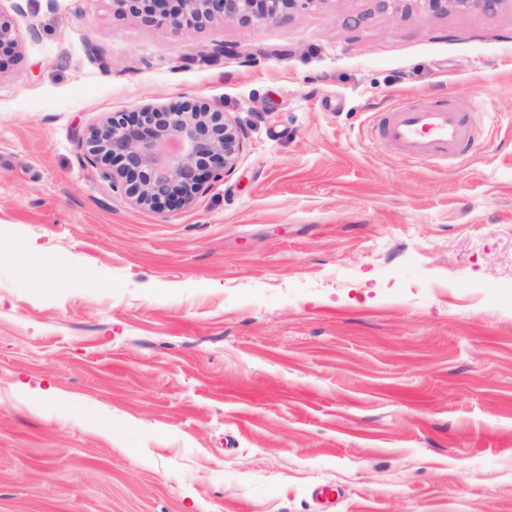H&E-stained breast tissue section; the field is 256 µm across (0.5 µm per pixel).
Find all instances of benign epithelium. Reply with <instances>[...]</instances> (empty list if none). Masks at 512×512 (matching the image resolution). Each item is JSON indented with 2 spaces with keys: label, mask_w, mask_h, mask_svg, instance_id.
Wrapping results in <instances>:
<instances>
[{
  "label": "benign epithelium",
  "mask_w": 512,
  "mask_h": 512,
  "mask_svg": "<svg viewBox=\"0 0 512 512\" xmlns=\"http://www.w3.org/2000/svg\"><path fill=\"white\" fill-rule=\"evenodd\" d=\"M156 26L190 30L206 22L261 27L291 18L316 0H113ZM434 11L492 14L506 0H426ZM18 46L10 20L0 14V55ZM85 157L132 204L149 209L184 207L229 172L244 137L226 113L205 101L144 106L113 112L82 140Z\"/></svg>",
  "instance_id": "7a95c632"
}]
</instances>
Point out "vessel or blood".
I'll list each match as a JSON object with an SVG mask.
<instances>
[{
    "label": "vessel or blood",
    "instance_id": "1",
    "mask_svg": "<svg viewBox=\"0 0 512 512\" xmlns=\"http://www.w3.org/2000/svg\"><path fill=\"white\" fill-rule=\"evenodd\" d=\"M379 132L415 161L458 151L469 138L465 115L450 108L398 107L384 115Z\"/></svg>",
    "mask_w": 512,
    "mask_h": 512
}]
</instances>
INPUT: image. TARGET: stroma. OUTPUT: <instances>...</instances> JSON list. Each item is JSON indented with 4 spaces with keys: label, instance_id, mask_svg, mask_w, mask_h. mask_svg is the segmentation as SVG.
Returning <instances> with one entry per match:
<instances>
[{
    "label": "stroma",
    "instance_id": "1",
    "mask_svg": "<svg viewBox=\"0 0 512 512\" xmlns=\"http://www.w3.org/2000/svg\"><path fill=\"white\" fill-rule=\"evenodd\" d=\"M0 14V512H512V6ZM195 101L244 147L188 207L87 162L109 113ZM401 102L478 148L408 161ZM120 9L156 26L190 30L206 22L261 27L290 19L315 0H115Z\"/></svg>",
    "mask_w": 512,
    "mask_h": 512
}]
</instances>
